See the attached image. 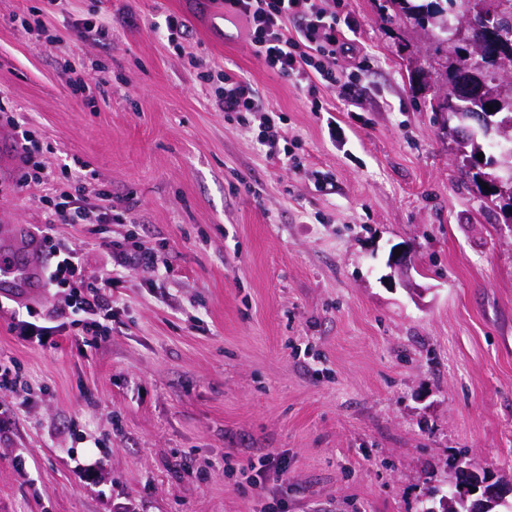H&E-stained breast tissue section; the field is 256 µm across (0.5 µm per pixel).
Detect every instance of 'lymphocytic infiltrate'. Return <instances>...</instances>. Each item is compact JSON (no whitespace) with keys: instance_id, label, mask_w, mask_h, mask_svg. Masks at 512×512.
<instances>
[{"instance_id":"lymphocytic-infiltrate-1","label":"lymphocytic infiltrate","mask_w":512,"mask_h":512,"mask_svg":"<svg viewBox=\"0 0 512 512\" xmlns=\"http://www.w3.org/2000/svg\"><path fill=\"white\" fill-rule=\"evenodd\" d=\"M224 9L247 19L253 55L268 70L291 81L312 111H323V98L328 93L348 102L355 99L367 68L359 66L345 77L336 69L337 55L353 50L351 39L343 31L336 0H224ZM191 65L197 71V79L211 87L216 111L222 112L225 119L234 118L245 125L250 124L252 116H259L260 140L270 154H278L277 114L265 103L259 89L236 70L219 69L197 57ZM0 127L11 129L16 136L21 162L19 185L40 180L45 165L33 151V128L21 113L2 103ZM97 177L94 169L84 168L65 189L40 199L45 213L41 243L54 258L45 272V285L66 290L69 302L66 308L54 309L38 322L26 320L21 309H7L10 331L27 342L46 345L70 327L77 329L89 345L112 333V290L119 287L120 279L111 270L87 277L82 253L57 237L58 225L86 228L93 236L94 246L109 252L113 268L157 265L152 247L139 243L127 248L106 235L105 225L119 221L120 216L86 196V181Z\"/></svg>"}]
</instances>
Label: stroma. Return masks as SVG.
Listing matches in <instances>:
<instances>
[{
	"label": "stroma",
	"instance_id": "35a3bbf8",
	"mask_svg": "<svg viewBox=\"0 0 512 512\" xmlns=\"http://www.w3.org/2000/svg\"><path fill=\"white\" fill-rule=\"evenodd\" d=\"M41 4L0 0V99L51 150L18 187L0 128V226L27 227L0 249L38 241L39 199L77 159L100 176L89 197L110 189L126 212L109 236L154 247L159 270H121L93 347L69 331L31 345L0 318L26 381L0 390V512H421L461 459L512 474V230L430 107L449 64L431 30L345 0L356 45L338 68L371 70L324 113L253 56L247 20L210 34L214 0H62L44 34L22 24ZM170 14L190 29L177 50ZM79 19L111 43L77 41ZM195 56L258 86L299 170L215 111ZM65 63L108 66L111 88L77 102ZM270 455L287 482L250 488Z\"/></svg>",
	"mask_w": 512,
	"mask_h": 512
}]
</instances>
